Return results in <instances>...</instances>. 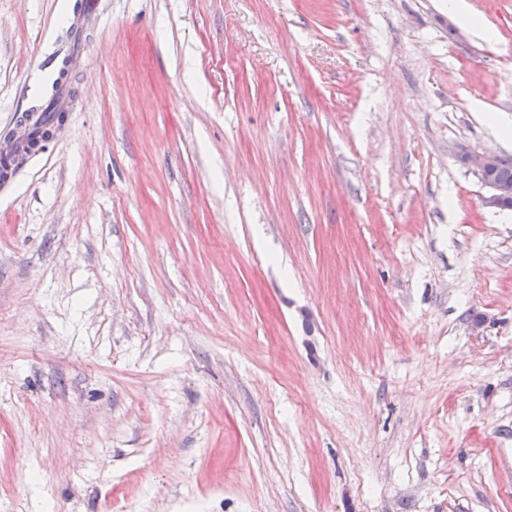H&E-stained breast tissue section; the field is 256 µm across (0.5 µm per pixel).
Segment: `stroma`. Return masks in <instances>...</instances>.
Wrapping results in <instances>:
<instances>
[{
  "instance_id": "1",
  "label": "stroma",
  "mask_w": 512,
  "mask_h": 512,
  "mask_svg": "<svg viewBox=\"0 0 512 512\" xmlns=\"http://www.w3.org/2000/svg\"><path fill=\"white\" fill-rule=\"evenodd\" d=\"M0 0V512H512V0ZM500 157V160H499ZM459 160L467 167L472 168L481 178L483 184L489 189V195L485 197V204L488 207L496 209H512V157L508 155L499 156L493 152H468L463 151L458 154ZM497 168L494 177L499 180L510 181L511 183H502L488 178L493 167ZM510 200V201H509Z\"/></svg>"
}]
</instances>
